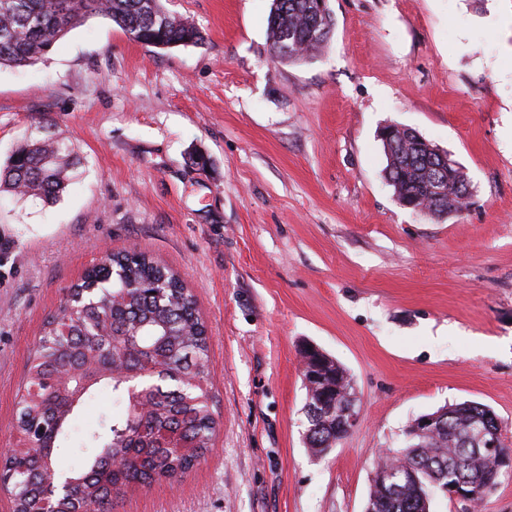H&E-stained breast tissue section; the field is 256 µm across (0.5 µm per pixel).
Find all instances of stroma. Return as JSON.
Returning a JSON list of instances; mask_svg holds the SVG:
<instances>
[{"label": "stroma", "instance_id": "obj_1", "mask_svg": "<svg viewBox=\"0 0 512 512\" xmlns=\"http://www.w3.org/2000/svg\"><path fill=\"white\" fill-rule=\"evenodd\" d=\"M204 35L160 50L91 18L0 68V166L53 133L79 158L59 201L0 193V452L30 355L104 250L177 271L209 335L219 427L180 481L115 512H364L375 464L420 415L489 406L512 448V0H327L304 62L275 59L271 0H162ZM388 124L445 150L473 196L397 203ZM347 370L357 424L313 455L300 349ZM88 402L60 460L111 411Z\"/></svg>", "mask_w": 512, "mask_h": 512}]
</instances>
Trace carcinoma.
<instances>
[{
  "instance_id": "obj_1",
  "label": "carcinoma",
  "mask_w": 512,
  "mask_h": 512,
  "mask_svg": "<svg viewBox=\"0 0 512 512\" xmlns=\"http://www.w3.org/2000/svg\"><path fill=\"white\" fill-rule=\"evenodd\" d=\"M92 17L114 22L137 41L158 49L197 46L202 33L170 14L161 0H0V68L36 64L71 29ZM318 18L317 0H272L268 17L270 50L291 35L287 59H310L329 38L334 20L319 40L306 38ZM387 181L394 192L438 216L461 203L455 183L448 202H424L429 179L448 180V165L431 144L398 138L383 144ZM74 162L69 146L52 134L18 146L0 170V192L60 200ZM109 323L112 360L124 370L156 373L157 381L130 400L121 375L85 377L63 383L59 373L94 358L104 344L93 324ZM207 329L195 298L181 278L137 251L112 254L69 288L59 314L47 323L27 371L26 394L18 401L17 447L0 455V487L12 512H113L133 486L175 481L191 471L212 446L217 421L210 409L206 377ZM324 380L306 387L307 402L323 394L357 405L346 370L325 362ZM99 392L112 398L117 413L101 414L79 462L67 475L70 491L50 492L59 482L57 455L68 440L83 404ZM485 421L500 423L475 402L443 408L440 428L408 440L392 452L401 473L396 489L372 483V512H430L434 496L458 472L469 479L471 503L483 501L499 484L494 457L474 451L470 430ZM345 437L331 424L308 419L306 443L323 453Z\"/></svg>"
}]
</instances>
